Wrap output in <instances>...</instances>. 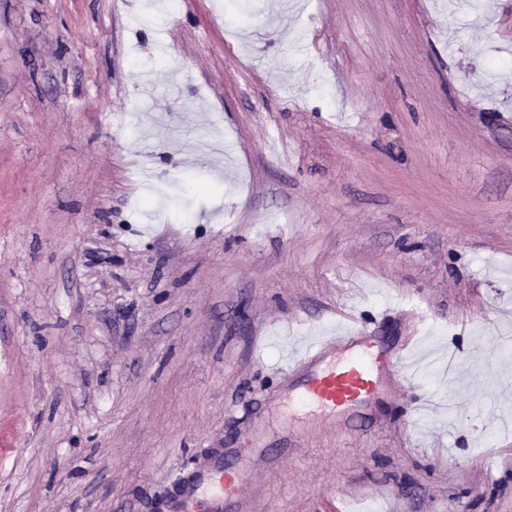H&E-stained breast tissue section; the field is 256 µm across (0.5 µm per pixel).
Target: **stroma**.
Returning a JSON list of instances; mask_svg holds the SVG:
<instances>
[{
	"mask_svg": "<svg viewBox=\"0 0 512 512\" xmlns=\"http://www.w3.org/2000/svg\"><path fill=\"white\" fill-rule=\"evenodd\" d=\"M0 0V512H159L337 318L459 359L262 512H512V0Z\"/></svg>",
	"mask_w": 512,
	"mask_h": 512,
	"instance_id": "35a3bbf8",
	"label": "stroma"
}]
</instances>
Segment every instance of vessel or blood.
Returning <instances> with one entry per match:
<instances>
[{
  "label": "vessel or blood",
  "instance_id": "b4317fda",
  "mask_svg": "<svg viewBox=\"0 0 512 512\" xmlns=\"http://www.w3.org/2000/svg\"><path fill=\"white\" fill-rule=\"evenodd\" d=\"M416 337L389 348L365 321L308 342L288 363L296 382L270 408L288 428L306 434L312 420L347 424L387 391L410 385ZM266 423L258 418L244 429L239 447L198 460L180 478L166 503L167 512H260L252 495V472L271 465L265 447ZM235 458L234 467L224 465Z\"/></svg>",
  "mask_w": 512,
  "mask_h": 512
}]
</instances>
